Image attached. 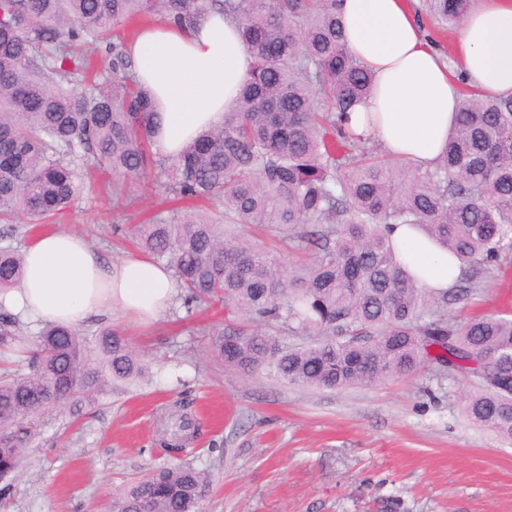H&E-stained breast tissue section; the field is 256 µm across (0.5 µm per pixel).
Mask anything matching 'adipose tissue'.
Instances as JSON below:
<instances>
[{"instance_id": "ef3b65f1", "label": "adipose tissue", "mask_w": 512, "mask_h": 512, "mask_svg": "<svg viewBox=\"0 0 512 512\" xmlns=\"http://www.w3.org/2000/svg\"><path fill=\"white\" fill-rule=\"evenodd\" d=\"M350 53L374 76L373 93L349 114L355 134L390 157L425 170L439 160L457 116L461 84L483 96L512 98V0H476L461 24L455 63L428 41L405 0H336ZM140 82L156 95L155 143L167 155L201 129L223 125L254 57L230 16L209 13L193 31L160 22L131 46ZM391 242L420 286L444 291L460 264L408 224L392 225ZM174 292L171 269L137 254L104 264L84 238L48 231L24 249L23 275L0 290V307L32 323L76 325L93 313L121 310L158 318Z\"/></svg>"}]
</instances>
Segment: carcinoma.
Listing matches in <instances>:
<instances>
[{
    "instance_id": "cac0c4a2",
    "label": "carcinoma",
    "mask_w": 512,
    "mask_h": 512,
    "mask_svg": "<svg viewBox=\"0 0 512 512\" xmlns=\"http://www.w3.org/2000/svg\"><path fill=\"white\" fill-rule=\"evenodd\" d=\"M334 2L0 0V223L38 227L72 207L88 157L130 189L155 173L163 192L207 210L139 224L132 244L170 262L187 307L222 300L252 321L216 333L212 354L226 370L344 390L406 379L433 361L477 380L466 416L512 441V319H448V307L473 295L512 249V99L464 91L430 170L385 158L344 124L372 76L350 54ZM470 7L422 0L419 10L442 36ZM212 11L236 18L255 64L224 126L169 157L155 148V102L136 79L130 45L147 24L191 30ZM92 42L112 51V81L87 92L82 46ZM398 223L416 225L460 262L451 288L417 285L387 236ZM22 271L23 255L0 248V288ZM284 336L305 342L288 346ZM24 342L16 319L1 313L0 346ZM29 366L27 375L0 374L1 481L45 414L92 401L108 378L144 372L120 334L104 329L92 346L52 323ZM197 430L180 405L160 435L178 445ZM208 488L203 472L173 462L132 484L109 512H197Z\"/></svg>"
}]
</instances>
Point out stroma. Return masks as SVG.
Returning a JSON list of instances; mask_svg holds the SVG:
<instances>
[{"instance_id":"1","label":"stroma","mask_w":512,"mask_h":512,"mask_svg":"<svg viewBox=\"0 0 512 512\" xmlns=\"http://www.w3.org/2000/svg\"><path fill=\"white\" fill-rule=\"evenodd\" d=\"M171 207L154 184L129 198L93 175L52 227L115 264L131 251L129 233ZM485 311L512 312L510 253L448 316ZM223 326V304L190 316L178 295L146 326L116 312L82 321L87 339L106 328L125 336L146 372L105 386L78 412L45 415L0 512H105L168 462L157 431L183 397L201 422L187 460L209 477L202 512H512V443L465 417L473 380L433 363L404 380L342 391L265 371L245 377L210 355Z\"/></svg>"}]
</instances>
